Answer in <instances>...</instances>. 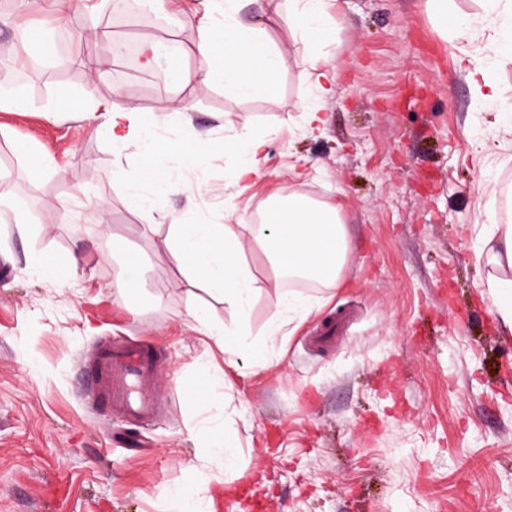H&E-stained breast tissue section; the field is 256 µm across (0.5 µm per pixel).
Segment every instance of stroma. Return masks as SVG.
<instances>
[{
  "mask_svg": "<svg viewBox=\"0 0 512 512\" xmlns=\"http://www.w3.org/2000/svg\"><path fill=\"white\" fill-rule=\"evenodd\" d=\"M180 2L178 21L159 28L180 53L148 71L104 51L140 34L76 2L55 24L53 63L30 73L0 58L23 98L0 111V512H180L184 490L204 512H512V334L483 287L512 268L476 253L512 187V132L500 121L512 68L493 74L497 100L477 95L464 66L483 59L482 42L444 34L429 0H341L314 50L289 26L288 0H242L241 18L265 12L284 55L268 94L177 85L174 71L199 65L204 11L203 0ZM313 53L337 81L325 125L310 132L301 73ZM89 85L145 113L169 104L159 137L210 141L195 165L171 159L181 192L128 207L142 158L73 114ZM243 129L268 144L261 177L241 192L224 139ZM44 156L55 170L35 175ZM294 192L340 202L348 260L337 282L303 289L312 310L287 324L264 367L251 351L288 287L263 251L247 254V317L197 291L212 320L241 330L244 372H225L189 312L171 225L223 223L230 200L249 224L270 194ZM15 203L31 223H14ZM46 253L76 259V279H49ZM127 256L142 276L124 304L112 293ZM112 339L149 342L167 361L153 384L158 410L139 431L100 414L87 387ZM203 376L213 395L201 405L184 382ZM209 418L238 440L234 480L205 464L195 430Z\"/></svg>",
  "mask_w": 512,
  "mask_h": 512,
  "instance_id": "35a3bbf8",
  "label": "stroma"
}]
</instances>
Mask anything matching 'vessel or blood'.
Returning <instances> with one entry per match:
<instances>
[{
  "mask_svg": "<svg viewBox=\"0 0 512 512\" xmlns=\"http://www.w3.org/2000/svg\"><path fill=\"white\" fill-rule=\"evenodd\" d=\"M164 368V359L143 342L104 345L92 378L95 404L105 411L120 410L130 421L148 423L157 410L158 397L148 384Z\"/></svg>",
  "mask_w": 512,
  "mask_h": 512,
  "instance_id": "obj_1",
  "label": "vessel or blood"
}]
</instances>
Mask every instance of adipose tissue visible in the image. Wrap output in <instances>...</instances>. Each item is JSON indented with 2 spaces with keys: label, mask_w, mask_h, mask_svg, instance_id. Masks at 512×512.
<instances>
[{
  "label": "adipose tissue",
  "mask_w": 512,
  "mask_h": 512,
  "mask_svg": "<svg viewBox=\"0 0 512 512\" xmlns=\"http://www.w3.org/2000/svg\"><path fill=\"white\" fill-rule=\"evenodd\" d=\"M433 17L440 25H451L453 35L470 41L483 32L491 37L485 46V63L468 69L467 77L480 94L496 98L498 88L491 70L512 67V0H482L480 13L458 19L448 18V0H431ZM340 0H290L288 22L312 43L322 40L331 10ZM200 65L194 73L203 82L221 81L237 94L261 97L268 91V76L283 63V54L266 35L261 21L243 23L235 0H224V23L214 27L203 21L197 44ZM75 110L81 121L104 129L113 143L136 149L145 163L130 185L129 203L139 207L145 192L164 197L176 192L177 183L168 175L167 158L176 154L192 162L205 154V140L186 141L175 137L158 141L155 119L131 104L108 103L86 93ZM266 142L250 131L233 134L225 148L237 163L232 172L235 185L249 189L261 175L260 162ZM340 204L316 202L302 194L271 196L262 221L239 227L236 224H177L173 231L176 254L194 272L196 288L222 297L225 303L247 314L254 292V276L245 260L251 246H259L280 277L306 276L331 284L338 280L346 261L348 243L340 220ZM280 318L267 330L264 346L254 348L257 360L266 349L283 341L285 322L306 316L312 309L303 297L284 294L278 299ZM200 331L224 354V364L237 369L238 329L214 324L208 313L194 309ZM211 449L209 463L234 476L238 467L235 440L217 424L206 423L197 432Z\"/></svg>",
  "instance_id": "adipose-tissue-1"
}]
</instances>
